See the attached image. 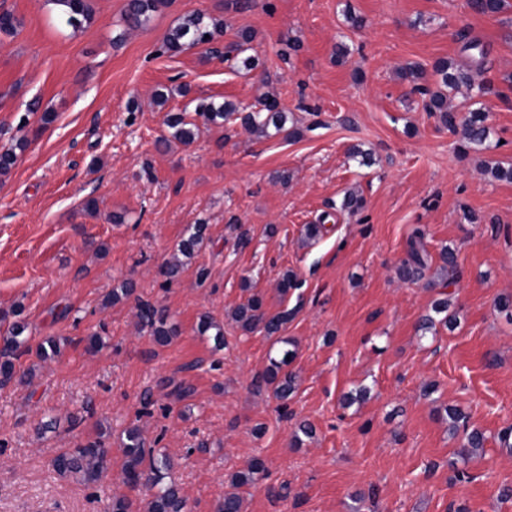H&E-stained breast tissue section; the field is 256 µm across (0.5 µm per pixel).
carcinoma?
Listing matches in <instances>:
<instances>
[{
	"label": "carcinoma",
	"mask_w": 512,
	"mask_h": 512,
	"mask_svg": "<svg viewBox=\"0 0 512 512\" xmlns=\"http://www.w3.org/2000/svg\"><path fill=\"white\" fill-rule=\"evenodd\" d=\"M53 4L63 7L61 14L66 24L79 29L89 22L93 16L92 0H50ZM164 6V0H127L122 15L123 23L128 28H144L148 26L154 13ZM472 10L477 14H495L503 9V0H470ZM224 34V22L207 17L201 13L188 16L180 25L173 28L164 42L166 52H178L184 48L208 45L215 42ZM434 82L423 77V68L419 65L407 67L403 77L412 82L411 92L420 96L425 111L436 116L441 125L452 135H461L464 147L479 150L486 146L490 130L485 125V117L481 112H470L460 118L451 109L452 97L465 90L468 97L484 95L490 92V87L476 81L469 66L459 65L452 60L439 59L432 66ZM261 108L255 112H241L238 107L225 102L217 104L213 101H200L196 106V115L209 123L226 121L236 117L242 127L259 136L268 135L269 129L282 131L288 122L286 113L279 104L276 96L265 95L260 101ZM166 126L171 129V136L183 142L194 139L195 124L185 121L180 113L166 115ZM26 141L18 140L10 146L0 148V174L6 175L16 164L18 153L24 151ZM206 225L193 224L177 244L173 260L163 266V274L167 278L174 277L182 265L181 259H191L196 254L203 241ZM430 269L428 254L424 249L423 233L415 231L408 243V258L398 270L399 277L404 280H418ZM134 291L133 284L124 280L106 296L105 302L115 304L128 298ZM296 309H285L269 315L265 311L262 297L251 295L246 303L240 305L233 313L234 321L248 333L258 331L267 337L278 336L284 330L288 321L295 315ZM138 324L154 336L156 342L164 345L171 342L177 335L174 325L168 322V316L149 302L138 306ZM27 325L21 322L13 323L3 337V348L0 349V376L10 381L15 375L13 358L29 351L27 338L23 334ZM198 331L201 334L213 332L217 344L224 343V327L215 322L210 316L204 315L199 320ZM292 352L286 350L282 357L270 359V365L261 377V382L273 388L275 397L288 398L294 388V379L286 374L279 376L283 367L288 365L287 357ZM105 432L98 437L74 448H67L53 461L55 472L62 476H78L86 485H96L106 477L107 454L104 442ZM484 434L473 429L466 433V441L459 449L458 455L467 456L484 445ZM123 483L132 488L144 487L149 494L143 502L141 512H184L186 503L179 490L171 483L164 482L170 468L168 458L145 448V441L137 428L127 430L123 442ZM264 462L254 459L246 471L237 473L232 478L235 491L224 495V500L218 507V512H241L242 498L236 489L253 484L264 474Z\"/></svg>",
	"instance_id": "cac0c4a2"
}]
</instances>
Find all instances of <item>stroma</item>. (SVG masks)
Wrapping results in <instances>:
<instances>
[{"mask_svg":"<svg viewBox=\"0 0 512 512\" xmlns=\"http://www.w3.org/2000/svg\"><path fill=\"white\" fill-rule=\"evenodd\" d=\"M125 2L94 0L75 30L50 0H0L21 22L0 32V146L28 142L0 176V335L22 318L31 348L15 362L28 379L0 386V512H105L120 491L140 503L144 490L122 484L133 426L171 458L187 512H216L231 474L256 457L267 470L241 488L243 512H512L501 496L512 452L498 439L512 426V320L494 306L512 296V182L484 171L512 163V0L494 15L468 0H256L247 11L167 0L130 31ZM198 11L225 22L222 43L249 29L255 68L202 47L162 52ZM469 39L493 91L452 104L484 112L480 151L462 150L397 76L410 62L465 63ZM267 92L299 137L259 138L237 123L200 125L189 144L168 136L167 113L194 116L202 99L255 111ZM355 147L370 164L350 158ZM349 191L361 211L341 210ZM199 223L200 250L165 281L160 265ZM417 228L431 267L443 247L457 254L435 288L397 273ZM288 270L300 286L284 295ZM126 279L134 298L105 305ZM443 291L455 326L421 332ZM254 294L269 312L294 309L281 338L232 320ZM140 299L168 312L171 343L138 330ZM205 314L224 326L222 349L197 331ZM51 337L59 355L38 361ZM283 338L296 352L285 401L254 384ZM362 387L367 398L344 405ZM449 407L485 435L469 459ZM103 425L107 477L94 487L60 478L53 459Z\"/></svg>","mask_w":512,"mask_h":512,"instance_id":"stroma-1","label":"stroma"}]
</instances>
